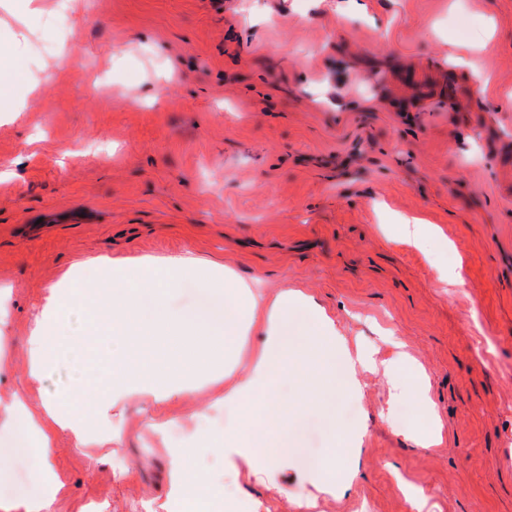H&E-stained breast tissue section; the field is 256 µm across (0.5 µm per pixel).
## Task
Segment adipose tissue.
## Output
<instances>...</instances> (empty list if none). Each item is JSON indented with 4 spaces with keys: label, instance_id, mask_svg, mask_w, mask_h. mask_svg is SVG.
Returning a JSON list of instances; mask_svg holds the SVG:
<instances>
[{
    "label": "adipose tissue",
    "instance_id": "ef3b65f1",
    "mask_svg": "<svg viewBox=\"0 0 512 512\" xmlns=\"http://www.w3.org/2000/svg\"><path fill=\"white\" fill-rule=\"evenodd\" d=\"M26 52L15 41L0 53V115L24 111L10 88L21 80L15 60ZM107 278L103 286L83 280L80 268L68 269L57 286L44 293L26 338L27 376L39 379L43 369L62 358L78 359L88 331H100L98 349L111 356V373L83 382L81 404L71 399L45 400L33 408L23 388L0 393V439L11 441L26 432L31 445L45 458L43 491L14 501L4 512H63L68 491L47 460L57 440L69 439L76 453L119 436L112 419L115 408L139 401L152 409L181 401L208 389L209 404L224 407L231 420L219 430L189 429L186 438L170 441L169 421L148 416L146 426L162 444L171 462L167 473L170 497L182 500L190 512H203L216 495L199 474L196 459L220 455L233 470L259 478L268 491L283 495L273 479L286 460L276 446L275 431L288 418L314 401L327 422L336 419L346 391H361V377L382 373L392 380L395 396H408L420 405L410 427L423 448L436 442L437 428L424 380L414 376L403 343L393 333L385 340L393 354L379 362L362 348L350 347L335 318L312 297L297 290L268 291L263 280L244 278L231 268L210 264L200 269L197 259L169 256L156 259L102 258ZM210 294L214 302L202 309L179 306L174 298L184 282ZM89 308L88 331L68 326L71 309ZM306 308L313 330L285 335L294 309ZM262 338L248 363L239 354L246 337ZM292 383L297 397L285 399L281 388ZM360 435H332L321 468L309 477L310 492L300 497L299 512H314L322 495L350 489L360 470Z\"/></svg>",
    "mask_w": 512,
    "mask_h": 512
}]
</instances>
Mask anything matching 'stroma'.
I'll use <instances>...</instances> for the list:
<instances>
[{
	"label": "stroma",
	"mask_w": 512,
	"mask_h": 512,
	"mask_svg": "<svg viewBox=\"0 0 512 512\" xmlns=\"http://www.w3.org/2000/svg\"><path fill=\"white\" fill-rule=\"evenodd\" d=\"M24 23L0 9V48L27 33L20 65L42 77L58 49L76 63L16 87L27 108L0 122V325L13 354L0 392L62 398L65 362L27 379L25 339L46 290L101 256L188 255L302 290L349 344L388 358L393 330L424 369L443 443L405 433L414 407L365 375L336 429L362 434L350 497L317 512H512V0H81ZM438 225L426 251L392 231ZM460 271L462 283L441 270ZM129 403L119 439L87 469L67 441L53 461L66 512H174L169 462ZM305 407L281 438L288 493L200 461L241 512H298L327 453ZM133 476L118 479V467ZM41 462L11 457L0 501L26 496Z\"/></svg>",
	"instance_id": "1"
}]
</instances>
